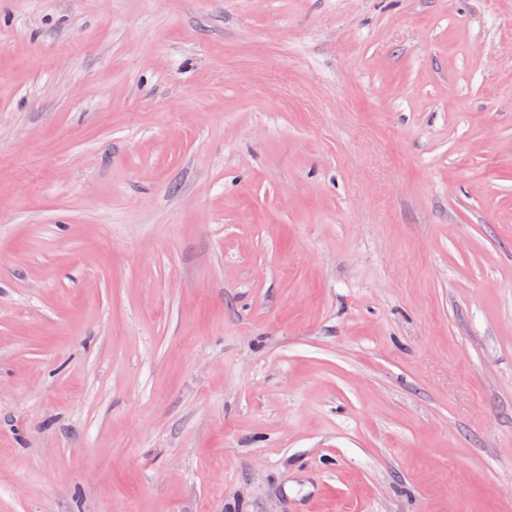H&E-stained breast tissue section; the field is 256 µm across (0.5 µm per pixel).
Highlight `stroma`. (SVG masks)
Here are the masks:
<instances>
[{
  "label": "stroma",
  "instance_id": "35a3bbf8",
  "mask_svg": "<svg viewBox=\"0 0 512 512\" xmlns=\"http://www.w3.org/2000/svg\"><path fill=\"white\" fill-rule=\"evenodd\" d=\"M0 512H512V0H0Z\"/></svg>",
  "mask_w": 512,
  "mask_h": 512
}]
</instances>
